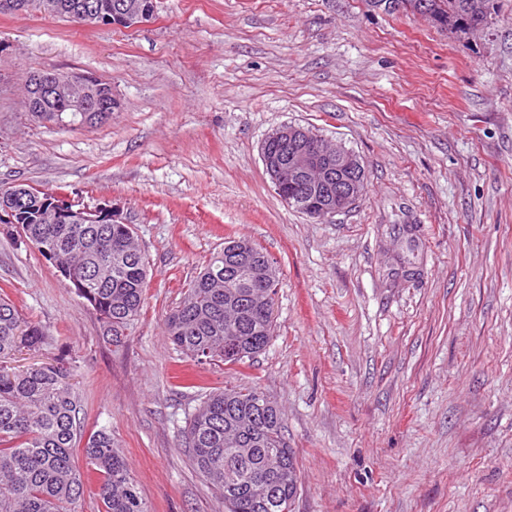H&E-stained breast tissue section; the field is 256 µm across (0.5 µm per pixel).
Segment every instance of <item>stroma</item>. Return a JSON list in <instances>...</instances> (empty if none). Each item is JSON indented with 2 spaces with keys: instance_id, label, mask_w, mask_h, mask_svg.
<instances>
[{
  "instance_id": "1",
  "label": "stroma",
  "mask_w": 512,
  "mask_h": 512,
  "mask_svg": "<svg viewBox=\"0 0 512 512\" xmlns=\"http://www.w3.org/2000/svg\"><path fill=\"white\" fill-rule=\"evenodd\" d=\"M457 37L367 0H157L135 28L0 14V184L112 201L148 258L115 347L56 269L0 228V291L78 366L152 512H228L184 431L205 393L284 414L293 512H512V0ZM110 82L109 122L29 120V72ZM299 125L353 151L344 212L289 207L261 145ZM244 236L279 273L275 331L245 364L198 363L164 329L182 285Z\"/></svg>"
}]
</instances>
